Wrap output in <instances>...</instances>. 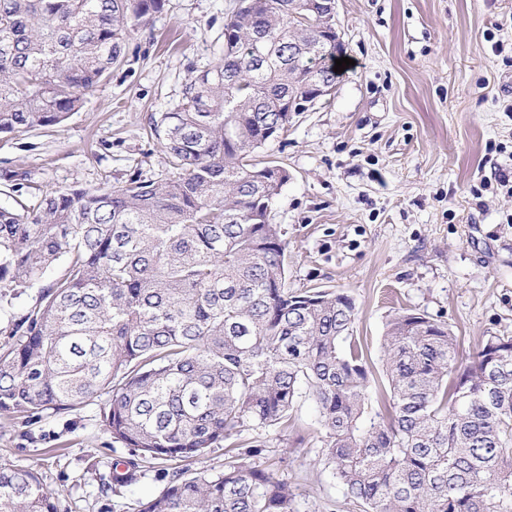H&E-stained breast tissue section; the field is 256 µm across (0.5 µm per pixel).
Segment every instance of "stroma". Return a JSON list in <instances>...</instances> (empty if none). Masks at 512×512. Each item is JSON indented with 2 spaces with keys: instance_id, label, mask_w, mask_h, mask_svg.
<instances>
[{
  "instance_id": "obj_1",
  "label": "stroma",
  "mask_w": 512,
  "mask_h": 512,
  "mask_svg": "<svg viewBox=\"0 0 512 512\" xmlns=\"http://www.w3.org/2000/svg\"><path fill=\"white\" fill-rule=\"evenodd\" d=\"M235 0H168L131 32L126 56L61 124L0 134V207L18 195L5 171L30 169L42 189L118 184L167 174L151 114L171 111L224 51ZM353 64L330 96L294 113L265 160L291 178L270 223L288 243V285L349 294L374 378L389 317L404 308L447 324L467 359L490 335L512 336V194L483 187L512 167V0H336ZM103 400L32 422L0 418V464L37 470L60 512H138L168 480L145 467L102 495L131 458L101 422ZM294 428L254 433L240 461L287 482L298 512H353L322 462L314 403ZM303 444H296V437Z\"/></svg>"
}]
</instances>
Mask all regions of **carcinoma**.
<instances>
[{
    "mask_svg": "<svg viewBox=\"0 0 512 512\" xmlns=\"http://www.w3.org/2000/svg\"><path fill=\"white\" fill-rule=\"evenodd\" d=\"M298 0H239L224 54L150 117L170 167L159 181L50 193L0 208V289L60 274L8 322L0 416L70 412L103 395L116 442L158 464L224 447V471L179 468L138 512H295L288 483L247 468L249 431L288 427L303 397L322 455L359 512H512V336L459 364L448 327L403 310L386 323V378H372L343 291L291 289L268 213L290 174L256 154L334 86L335 17ZM166 0H0V134L60 124L120 65L129 33ZM261 30L265 46L254 43ZM138 463L101 484L138 479ZM31 468L0 466V512H58Z\"/></svg>",
    "mask_w": 512,
    "mask_h": 512,
    "instance_id": "carcinoma-1",
    "label": "carcinoma"
}]
</instances>
